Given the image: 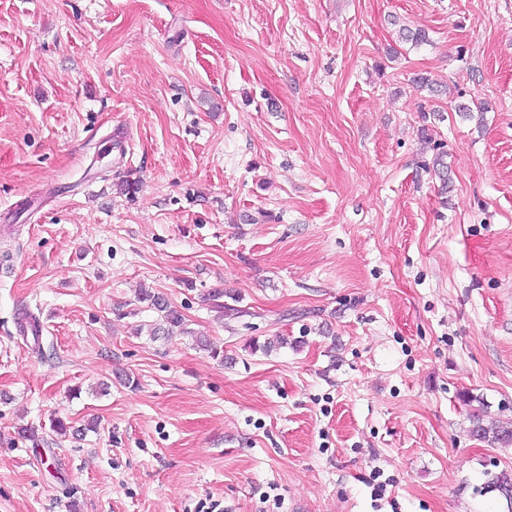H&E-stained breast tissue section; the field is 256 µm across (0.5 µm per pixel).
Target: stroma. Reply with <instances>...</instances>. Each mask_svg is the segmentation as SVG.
Listing matches in <instances>:
<instances>
[{
    "label": "stroma",
    "instance_id": "stroma-1",
    "mask_svg": "<svg viewBox=\"0 0 512 512\" xmlns=\"http://www.w3.org/2000/svg\"><path fill=\"white\" fill-rule=\"evenodd\" d=\"M5 249L0 512H512V0H0ZM138 300L140 303H146L148 308L154 310L165 325V327H154L150 332L151 336H158L160 332L169 336L174 333L175 328H178L182 334L188 333V329L185 328L183 315L170 306L163 294L153 291H144L139 294ZM464 401L473 403L477 401L481 407L475 410L471 417L470 435L476 439L488 442L490 445H498L499 447H512V429L499 426L489 425L484 422L486 411L484 410V401L478 396H474L469 392L463 395ZM488 479L482 487L484 494L497 493L512 502V473L502 470L499 473H488Z\"/></svg>",
    "mask_w": 512,
    "mask_h": 512
}]
</instances>
